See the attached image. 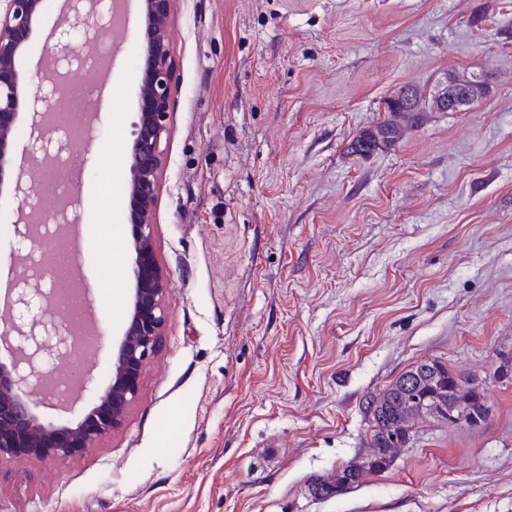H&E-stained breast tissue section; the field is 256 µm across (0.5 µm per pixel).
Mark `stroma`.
I'll return each instance as SVG.
<instances>
[{
    "instance_id": "35a3bbf8",
    "label": "stroma",
    "mask_w": 512,
    "mask_h": 512,
    "mask_svg": "<svg viewBox=\"0 0 512 512\" xmlns=\"http://www.w3.org/2000/svg\"><path fill=\"white\" fill-rule=\"evenodd\" d=\"M142 27L120 45L73 191L74 279L94 290L58 378L110 376L128 310L126 164ZM155 208L167 320L123 427L63 462L0 463V512H512V0H175ZM483 74L462 112L351 145L401 86ZM0 198V289L18 278ZM469 376L484 424L430 420L338 495L369 453L364 407L412 365ZM393 122H384V124L377 130L375 131V134L377 135L378 139L380 140V142L383 144L385 142H394V140L397 138L398 136V130L396 129L395 126H397L396 124H394ZM373 133H368V134H365L363 136H360L354 144L357 145L356 148V152H359V153H364V152H371V151H375L376 149H378L380 146L377 144L378 142V139L377 138H372L371 135Z\"/></svg>"
}]
</instances>
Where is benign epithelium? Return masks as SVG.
<instances>
[{
	"label": "benign epithelium",
	"mask_w": 512,
	"mask_h": 512,
	"mask_svg": "<svg viewBox=\"0 0 512 512\" xmlns=\"http://www.w3.org/2000/svg\"><path fill=\"white\" fill-rule=\"evenodd\" d=\"M0 7V194H8L24 210L39 197L33 177L61 161L73 147L53 137L60 129L53 111L67 89V76L75 65H84L73 50L76 38L85 45L95 43L102 16L99 0H67L63 22L54 33L50 65L54 79L47 92L21 78L17 61L29 48L32 35L44 13V0H3ZM173 0H142L144 40L139 57L143 65V92L138 120L130 135L127 192L130 206V241L133 261L129 270L130 300L123 332L112 347L111 378L99 388L94 378L80 373L60 397L48 394L46 404L66 408L74 394L95 392L91 405L73 422L43 420L31 403L34 392L43 390L53 365L71 354L79 343L76 331L48 318L47 309L60 302L54 289L38 291L31 281L48 276L46 265L34 257V250L62 238L65 230L78 223L69 206L57 213V224H34L25 220L13 225L21 253L24 275L8 289L7 312L0 319V344L11 354L0 361V460L29 457L65 461L95 447L119 429L139 396L146 363L158 351L166 324L167 280L155 252L154 211L162 165L163 139L169 133L171 74L173 60L168 28ZM484 85L454 79L436 87L425 98L413 85L396 91L388 111L461 112L479 98ZM26 126L27 153L31 165H15L13 141L18 124Z\"/></svg>",
	"instance_id": "7a95c632"
}]
</instances>
